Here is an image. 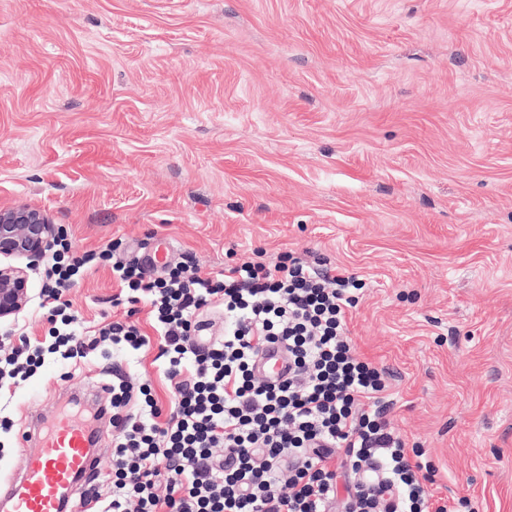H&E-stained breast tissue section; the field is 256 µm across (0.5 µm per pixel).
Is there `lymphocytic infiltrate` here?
<instances>
[{"instance_id":"lymphocytic-infiltrate-1","label":"lymphocytic infiltrate","mask_w":512,"mask_h":512,"mask_svg":"<svg viewBox=\"0 0 512 512\" xmlns=\"http://www.w3.org/2000/svg\"><path fill=\"white\" fill-rule=\"evenodd\" d=\"M113 245L72 253L59 234L45 267L51 282L40 306L48 346L22 339L0 356V392L32 378L43 352L74 360L103 342L151 347L133 317L148 303L160 338L157 358L173 384L164 411L145 384L121 378L112 393V470L96 512H460L465 500L434 498L436 467L419 445L390 429L384 370L363 360L346 333L361 284L292 254L225 266L215 275L193 264L151 276L138 260H117ZM111 263L121 317L92 336H75L66 291L78 276ZM212 308L228 319L223 336H196ZM281 343L293 371L277 385L257 380L253 360ZM343 456H336V449ZM358 479L336 497L338 472Z\"/></svg>"}]
</instances>
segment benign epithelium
<instances>
[{
  "mask_svg": "<svg viewBox=\"0 0 512 512\" xmlns=\"http://www.w3.org/2000/svg\"><path fill=\"white\" fill-rule=\"evenodd\" d=\"M57 229L39 208L18 205L0 208V256L26 261L0 266V321L18 316L28 305V271L46 255Z\"/></svg>",
  "mask_w": 512,
  "mask_h": 512,
  "instance_id": "obj_1",
  "label": "benign epithelium"
}]
</instances>
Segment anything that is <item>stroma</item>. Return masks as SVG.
<instances>
[{"label": "stroma", "mask_w": 512, "mask_h": 512, "mask_svg": "<svg viewBox=\"0 0 512 512\" xmlns=\"http://www.w3.org/2000/svg\"><path fill=\"white\" fill-rule=\"evenodd\" d=\"M76 253L168 239L203 272L294 253L364 282L348 318L385 369L391 427L438 498L512 512V0H0V207ZM0 330L46 336L40 270ZM118 291L67 293L85 337ZM44 353L28 412L112 383L172 389L155 351Z\"/></svg>", "instance_id": "35a3bbf8"}]
</instances>
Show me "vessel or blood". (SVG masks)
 Wrapping results in <instances>:
<instances>
[{"label":"vessel or blood","mask_w":512,"mask_h":512,"mask_svg":"<svg viewBox=\"0 0 512 512\" xmlns=\"http://www.w3.org/2000/svg\"><path fill=\"white\" fill-rule=\"evenodd\" d=\"M255 370L270 381L286 378L288 356L266 345ZM95 444V432L67 416L27 431L18 471L0 479V512H87L82 494L100 472Z\"/></svg>","instance_id":"obj_1"}]
</instances>
